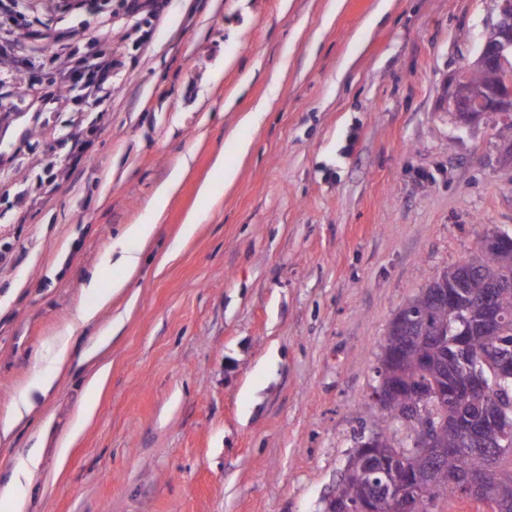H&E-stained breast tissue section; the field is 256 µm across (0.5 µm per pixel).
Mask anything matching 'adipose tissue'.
Wrapping results in <instances>:
<instances>
[{"mask_svg": "<svg viewBox=\"0 0 512 512\" xmlns=\"http://www.w3.org/2000/svg\"><path fill=\"white\" fill-rule=\"evenodd\" d=\"M182 172H174L169 180L154 193L149 209L148 220L141 224L126 227L122 235L115 241L111 253L114 263L120 267L124 276L112 280L110 284H102L99 273H92L88 286L92 289L107 287L109 294L115 295L128 288L130 279L141 266L144 248L153 239L156 224L168 206L170 198L176 190ZM71 336L59 337L53 356V368L50 373L37 376L32 383L19 395L12 405L8 419L0 424V434L8 435L14 424L23 419L32 407L34 393L50 391L58 377L69 371L71 366ZM42 458L39 452L31 451L17 458L9 476L0 481V504L5 505L8 512H32L31 487L35 475L41 469Z\"/></svg>", "mask_w": 512, "mask_h": 512, "instance_id": "adipose-tissue-1", "label": "adipose tissue"}]
</instances>
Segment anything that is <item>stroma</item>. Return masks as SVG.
I'll use <instances>...</instances> for the list:
<instances>
[{"mask_svg": "<svg viewBox=\"0 0 512 512\" xmlns=\"http://www.w3.org/2000/svg\"><path fill=\"white\" fill-rule=\"evenodd\" d=\"M128 4L24 0L0 19L23 46L0 54V421L80 308L99 309L69 373L0 441V478L47 424L36 512H324L380 414L395 314L484 236L512 234V127L461 128L445 106L498 4ZM59 40L69 53L50 60ZM107 43L110 94L61 87ZM219 155L231 185L212 181ZM185 163L139 274L99 306L90 273L120 276L105 255ZM118 315L108 379L89 386L80 354ZM95 412V405L93 403H86L83 405L79 413L77 414L74 422L71 425L70 431L60 442V448H58V458L65 459L70 445L80 435L86 424L91 420Z\"/></svg>", "mask_w": 512, "mask_h": 512, "instance_id": "stroma-1", "label": "stroma"}]
</instances>
